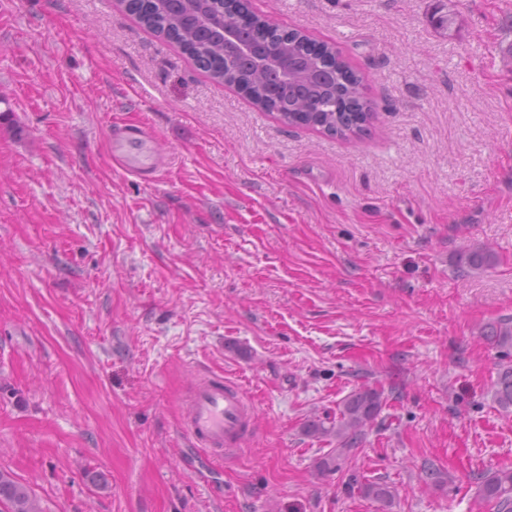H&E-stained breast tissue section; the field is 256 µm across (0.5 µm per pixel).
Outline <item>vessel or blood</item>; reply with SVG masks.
I'll return each instance as SVG.
<instances>
[{
  "label": "vessel or blood",
  "instance_id": "1",
  "mask_svg": "<svg viewBox=\"0 0 512 512\" xmlns=\"http://www.w3.org/2000/svg\"><path fill=\"white\" fill-rule=\"evenodd\" d=\"M181 428L195 447L220 461L255 435L256 409L239 385L206 378L190 392Z\"/></svg>",
  "mask_w": 512,
  "mask_h": 512
}]
</instances>
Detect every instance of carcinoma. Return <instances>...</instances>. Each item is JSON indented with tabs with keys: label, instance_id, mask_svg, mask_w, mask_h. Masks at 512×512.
I'll return each instance as SVG.
<instances>
[{
	"label": "carcinoma",
	"instance_id": "carcinoma-1",
	"mask_svg": "<svg viewBox=\"0 0 512 512\" xmlns=\"http://www.w3.org/2000/svg\"><path fill=\"white\" fill-rule=\"evenodd\" d=\"M123 9L160 39L176 45L219 84L247 92L264 112L275 113L292 126L320 128L339 138L355 136L371 118V102L363 76L336 46L319 50L309 35L285 30L262 17L240 25L242 0H119ZM457 21L448 0H437L430 16L443 34ZM489 250H462L457 262L472 270L495 263ZM484 338L493 345L512 348V321L486 327ZM493 401L512 409V364L500 369L493 383ZM387 401L382 389L361 386L342 402L339 417L325 426L312 420L307 432L336 440V448L318 462L329 470L340 457L362 446L367 428ZM479 507L512 512V468L473 471ZM364 496L392 505L391 488L380 482L361 486ZM0 506L4 512H42L37 499L22 483L0 470Z\"/></svg>",
	"mask_w": 512,
	"mask_h": 512
}]
</instances>
